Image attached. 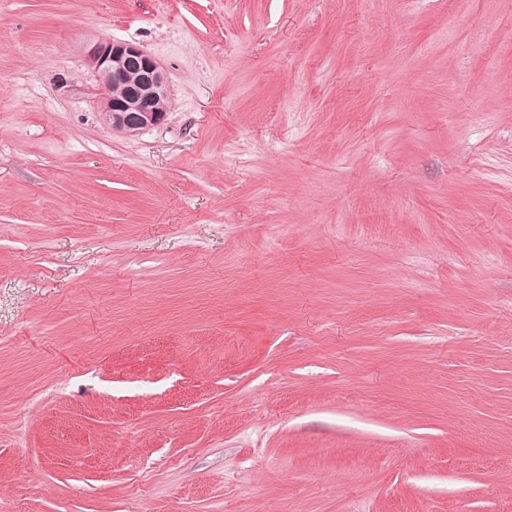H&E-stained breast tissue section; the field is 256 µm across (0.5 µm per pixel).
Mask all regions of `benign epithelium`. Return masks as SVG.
<instances>
[{
  "instance_id": "1",
  "label": "benign epithelium",
  "mask_w": 512,
  "mask_h": 512,
  "mask_svg": "<svg viewBox=\"0 0 512 512\" xmlns=\"http://www.w3.org/2000/svg\"><path fill=\"white\" fill-rule=\"evenodd\" d=\"M86 62L100 78V112L112 129L134 136L164 123L168 81L151 54L131 43L101 39L87 47Z\"/></svg>"
}]
</instances>
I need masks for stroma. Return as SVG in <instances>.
I'll return each mask as SVG.
<instances>
[{"mask_svg": "<svg viewBox=\"0 0 512 512\" xmlns=\"http://www.w3.org/2000/svg\"><path fill=\"white\" fill-rule=\"evenodd\" d=\"M0 512H512V0H0ZM104 96L100 112L112 129L134 136L164 123L169 112L168 81L161 64L142 47L101 39L86 50Z\"/></svg>", "mask_w": 512, "mask_h": 512, "instance_id": "stroma-1", "label": "stroma"}]
</instances>
